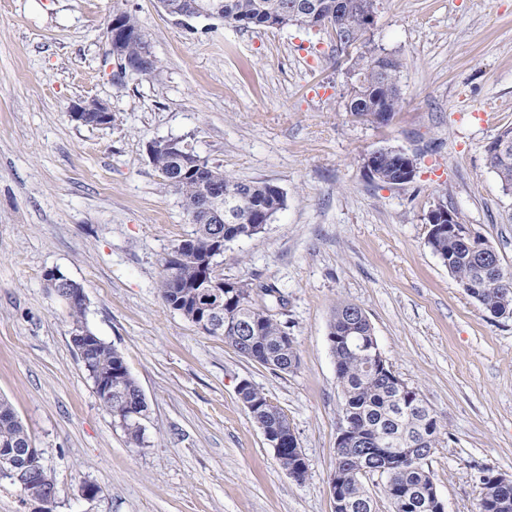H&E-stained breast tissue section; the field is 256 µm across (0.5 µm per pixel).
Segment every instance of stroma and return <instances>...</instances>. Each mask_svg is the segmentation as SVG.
<instances>
[{
  "instance_id": "stroma-1",
  "label": "stroma",
  "mask_w": 512,
  "mask_h": 512,
  "mask_svg": "<svg viewBox=\"0 0 512 512\" xmlns=\"http://www.w3.org/2000/svg\"><path fill=\"white\" fill-rule=\"evenodd\" d=\"M118 11L138 19L152 73L105 63ZM368 36L403 63V108L385 124L347 112L353 54L324 30L181 21L157 0H0V397L55 480L51 512H334L340 300L437 417L428 465L447 512H475L482 474L512 477V316L486 312L426 244L441 205L512 270V195L488 163L512 127V0H376ZM91 99L111 125L71 118ZM159 139L282 190L283 208L215 270L277 288L293 371L243 357L162 299V261L194 226L150 161ZM378 149L413 156L415 179L371 178ZM51 270L82 286L88 327L142 390V446L102 406ZM245 381L286 415L304 481L240 400ZM369 321L364 312L355 304L338 301L333 309L329 327L331 337L345 336L350 325L358 324V329L366 333L369 330Z\"/></svg>"
}]
</instances>
